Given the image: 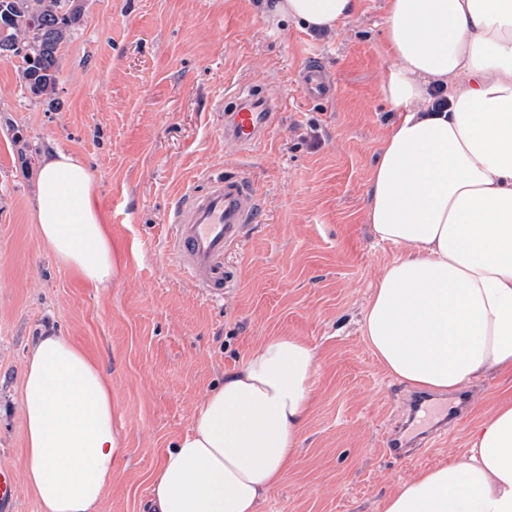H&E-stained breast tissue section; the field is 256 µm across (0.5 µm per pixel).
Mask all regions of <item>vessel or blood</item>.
Listing matches in <instances>:
<instances>
[{
  "label": "vessel or blood",
  "instance_id": "1",
  "mask_svg": "<svg viewBox=\"0 0 512 512\" xmlns=\"http://www.w3.org/2000/svg\"><path fill=\"white\" fill-rule=\"evenodd\" d=\"M303 93L311 98L328 95L331 86L322 65L312 63L301 72ZM281 95L262 88L242 86L226 94L220 106L224 111V140L247 153L265 142L277 126L282 109ZM260 198L246 174L207 177L204 188L189 190L178 204L171 224L166 250L180 276L208 297L220 301L232 276L224 256L256 223ZM469 409L464 396L439 401L415 395L411 413L392 428L384 442L385 453L399 463L410 461L414 451L435 446L447 435L448 425ZM19 491L15 471L0 467V512H11Z\"/></svg>",
  "mask_w": 512,
  "mask_h": 512
}]
</instances>
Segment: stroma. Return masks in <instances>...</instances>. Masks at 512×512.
<instances>
[{
    "label": "stroma",
    "mask_w": 512,
    "mask_h": 512,
    "mask_svg": "<svg viewBox=\"0 0 512 512\" xmlns=\"http://www.w3.org/2000/svg\"><path fill=\"white\" fill-rule=\"evenodd\" d=\"M85 26L61 50L53 99L32 95L19 60L0 56V464L24 475L23 368L53 330L96 359L128 453L99 512H147L149 475L187 433L206 394L261 340L297 336L318 351L312 408L294 466L258 512H380L422 469L461 456L512 371L468 383L469 414L435 447L400 464L382 450L410 384L375 359L362 312L401 247L364 221L368 180L394 114L384 87L386 0H359L333 35L270 18L256 0H83ZM323 63L335 90L302 93ZM241 85L284 99L252 153L224 141L215 104ZM81 154L99 188L118 267L98 290L58 266L31 217L43 149ZM245 173L260 211L224 258L235 277L215 302L182 281L165 248L185 191Z\"/></svg>",
    "instance_id": "1"
}]
</instances>
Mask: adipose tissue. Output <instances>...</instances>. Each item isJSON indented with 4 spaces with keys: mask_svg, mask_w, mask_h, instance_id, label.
<instances>
[{
    "mask_svg": "<svg viewBox=\"0 0 512 512\" xmlns=\"http://www.w3.org/2000/svg\"><path fill=\"white\" fill-rule=\"evenodd\" d=\"M358 0H269L264 9L333 34ZM386 92L395 118L369 178L365 221L404 246L376 280L361 331L397 379L449 391L512 370V0H387ZM450 89L431 111L429 85ZM31 213L55 262L97 288L116 259L94 178L47 151ZM317 350L263 339L225 373L150 476L151 512H257L297 458ZM20 408L26 481L39 512H99L127 450L100 365L68 337L37 336ZM381 512H512V401L497 403L459 459L418 472Z\"/></svg>",
    "mask_w": 512,
    "mask_h": 512,
    "instance_id": "obj_1",
    "label": "adipose tissue"
}]
</instances>
